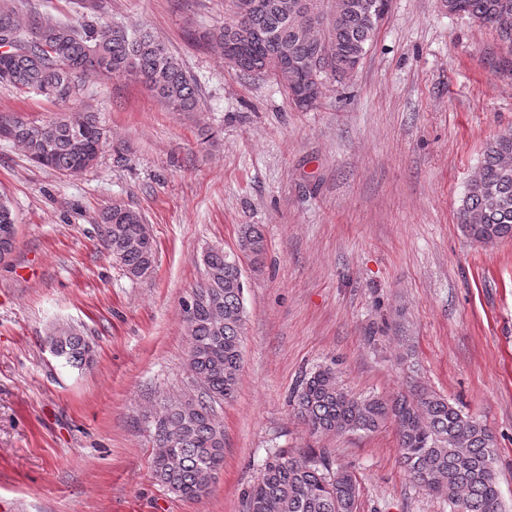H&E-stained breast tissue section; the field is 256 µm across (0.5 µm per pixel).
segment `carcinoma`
I'll return each instance as SVG.
<instances>
[{"mask_svg": "<svg viewBox=\"0 0 512 512\" xmlns=\"http://www.w3.org/2000/svg\"><path fill=\"white\" fill-rule=\"evenodd\" d=\"M387 10L388 0H228L234 20L214 27L206 38L211 49L224 43L244 49L231 61L239 70L279 79L300 109L316 105L328 78H349L359 66L377 27L365 16L371 2ZM448 13L497 25L512 15V0H446ZM16 44L3 52L0 85L34 90L63 106L80 96L85 77H130L160 98L172 112L199 107L196 81L180 60L145 27L101 23L83 13L52 21L37 12L23 14L12 0H0V34ZM8 142L27 159L65 175L95 164L108 136L93 112L68 109L44 122L17 113L0 120ZM459 219L465 235L492 244L512 238V134L486 143L479 174L461 199ZM104 248L123 255L121 267L132 278L153 269L155 245L143 244L144 218L139 211L114 203L100 214ZM238 246L253 270L262 268L266 240L259 224L241 227ZM205 277L195 287L203 298L185 317L189 338L188 368L199 381L191 401H170L155 419L156 444L175 442L153 458L155 479L174 494L195 499L209 493L206 474L224 465V424L215 406L237 391L243 354L244 281L235 254L212 248L204 255ZM56 357L72 367L92 359V348L73 326L54 328L47 336ZM298 416L314 434L376 432L396 428L402 464L428 493L448 501L450 512H500L501 501L494 435L479 420L448 400L425 391L388 399L356 397L345 390L331 366H321L292 395ZM360 490L346 470L332 469L323 454L270 453L246 496V512H356Z\"/></svg>", "mask_w": 512, "mask_h": 512, "instance_id": "carcinoma-1", "label": "carcinoma"}]
</instances>
